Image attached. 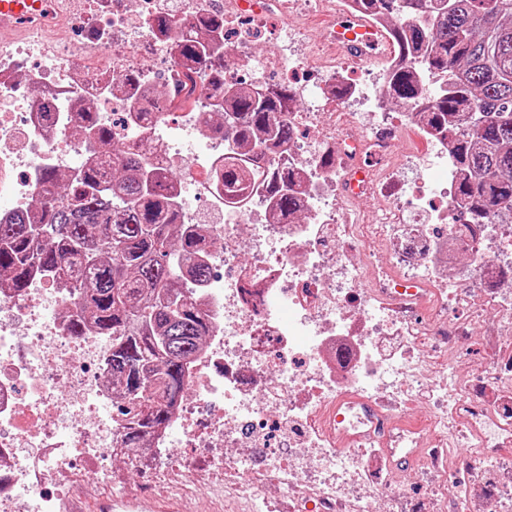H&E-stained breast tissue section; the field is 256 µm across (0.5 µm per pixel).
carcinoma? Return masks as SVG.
I'll use <instances>...</instances> for the list:
<instances>
[{"label":"carcinoma","instance_id":"carcinoma-1","mask_svg":"<svg viewBox=\"0 0 512 512\" xmlns=\"http://www.w3.org/2000/svg\"><path fill=\"white\" fill-rule=\"evenodd\" d=\"M360 6L392 10L400 20L394 41L442 77L427 99L406 67L392 74L390 88L396 102L427 113L431 128L454 132L464 223H511L512 0H361ZM175 46L184 60L208 64L213 85L224 92L223 125L215 133L269 152L288 144L294 131L282 114L289 88L226 87L217 47L192 34L177 36ZM85 122L110 156L66 178L43 173L50 196L41 208L0 223V277L20 294L39 275L73 289L79 312L70 331L112 338L108 366L124 400L115 408L117 447L143 448L183 399L189 358L210 328L207 314L181 289L187 276L209 277L208 267L194 261L209 240L178 224L170 197L174 173L127 152L94 116ZM222 178L227 192L243 190L238 169L225 167ZM266 193L282 216L297 207L286 172H277Z\"/></svg>","mask_w":512,"mask_h":512}]
</instances>
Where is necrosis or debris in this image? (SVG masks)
Here are the masks:
<instances>
[{"instance_id": "4bbe7bcc", "label": "necrosis or debris", "mask_w": 512, "mask_h": 512, "mask_svg": "<svg viewBox=\"0 0 512 512\" xmlns=\"http://www.w3.org/2000/svg\"><path fill=\"white\" fill-rule=\"evenodd\" d=\"M275 7L266 0L247 24L228 0H171L164 13L196 31L220 20L218 46L233 69L256 62L263 72L293 75L322 59L319 103L291 107L294 136L276 151L293 181L296 215L276 216L260 187L246 205L229 204L216 175L233 155L223 136L205 130L220 92L158 32L157 0H53L49 20L0 32V222L31 211L44 194V169L71 173L79 160L102 154L77 134L79 113L130 132V146L177 173L183 223H199V197L224 216L207 227L208 280L182 282L211 331L191 364L193 399L179 402L151 440L154 461L179 483L198 482L206 471L223 475L229 497L249 512H271L283 498L298 512L310 505L400 512L397 495L371 508L390 484L381 440L362 435L342 448L320 423L340 397L382 399L423 409L421 425L393 441L426 449L427 471L441 476L436 499L487 512L512 497V464L499 455L512 446V224L491 235L460 223L449 137L418 114L409 124L427 148L396 165L399 128L383 111V86L402 62L401 48L391 45L372 93L356 80L373 40L389 32L388 12L335 0L324 32L296 30L287 46L253 58ZM352 18L363 21L362 56L326 58ZM132 72L162 83L158 107L174 119L168 129L156 122L134 129L133 90L123 82ZM45 107L52 121L43 119ZM340 115L365 126L366 136L337 132ZM434 165L439 174L426 182ZM410 189L415 200L402 205ZM349 196L379 205L363 220L340 208ZM409 289L424 303L395 307L391 295ZM75 303L49 277L20 295L0 289V512H67L72 488L92 490L77 474H106L118 453L117 398L103 364L111 342L91 331L70 335ZM489 310L507 361L477 377L458 353ZM431 360L436 370H428ZM175 448L198 449L199 457L180 461ZM459 448L495 475L483 503L448 476L447 460ZM49 481L55 493L45 491Z\"/></svg>"}]
</instances>
